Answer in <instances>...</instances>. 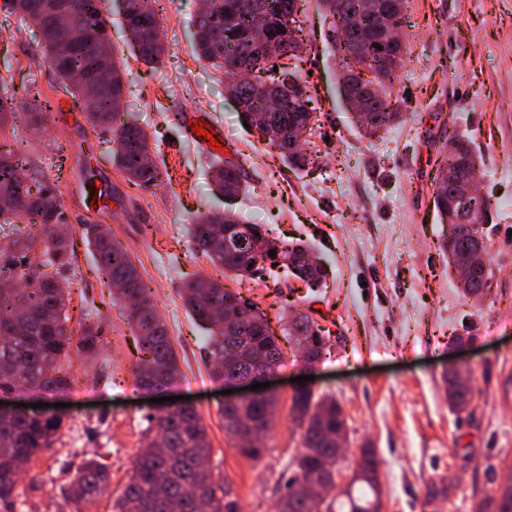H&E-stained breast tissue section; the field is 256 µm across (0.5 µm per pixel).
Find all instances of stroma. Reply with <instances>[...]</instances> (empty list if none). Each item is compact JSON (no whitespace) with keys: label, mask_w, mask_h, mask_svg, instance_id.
<instances>
[{"label":"stroma","mask_w":512,"mask_h":512,"mask_svg":"<svg viewBox=\"0 0 512 512\" xmlns=\"http://www.w3.org/2000/svg\"><path fill=\"white\" fill-rule=\"evenodd\" d=\"M202 0H161L163 64L149 66L129 46L118 0H106L108 31L122 65L125 120L148 134L162 179L131 184L112 157V136L91 128L46 62L35 27L0 11V75L6 97L28 99L30 85L66 102L37 125L18 124L10 140L24 164L51 181L67 153L69 187H57L68 224L102 225L135 260L179 356L173 396L190 397L205 424L210 466L225 477L243 512H276L291 474L299 435L290 416L292 352L274 375L278 399L268 450L250 459L224 433L222 383L201 359L206 331L186 312L183 286L214 278L268 316L273 331L299 311L330 332L311 381L314 394L341 406L347 452L337 468L350 480L364 443L380 462L384 512H472L475 499L496 488L494 475L512 461V0H406L400 35L407 54L391 89L404 121L380 137L352 124L338 90L341 59L324 38L317 0H300L296 18L303 51L299 75L309 87L319 125L308 139L314 161L287 166L256 131L245 128L224 93L225 77L192 48ZM202 111L224 132L229 159L246 174V194L227 197L210 176L214 154L185 139L189 111ZM469 137L483 156L478 188L491 202L484 225L493 271L489 292L467 298L449 273L439 245L443 226L432 205L436 150L449 133ZM94 179L103 213H84L79 192ZM234 214L261 225L278 244L302 243L323 264L320 287H307L283 266L246 280L213 266L190 245L187 227L203 213ZM71 271L69 326L98 324L104 342L95 357L71 358L74 385L59 439L32 460L17 497L0 512H75L63 489L86 457L112 471L106 494L87 512H112L146 439L151 408L134 382L138 353L124 307L113 301L82 238ZM466 338L457 346L456 338ZM468 364L474 395L468 411L448 406L446 368Z\"/></svg>","instance_id":"obj_1"}]
</instances>
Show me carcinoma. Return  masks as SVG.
I'll return each instance as SVG.
<instances>
[{
	"label": "carcinoma",
	"mask_w": 512,
	"mask_h": 512,
	"mask_svg": "<svg viewBox=\"0 0 512 512\" xmlns=\"http://www.w3.org/2000/svg\"><path fill=\"white\" fill-rule=\"evenodd\" d=\"M285 0H206L204 13L193 24V46L201 59L210 61L224 73L235 69L251 57L253 43L249 19L258 12L274 14ZM325 17H339L345 23L368 31L369 44L349 42L341 45L344 59L368 62L372 78L380 93L366 99L364 117H354L355 124L367 136L385 133L401 122V113L383 97L385 88L393 83L397 72L387 69L383 51L375 48L378 38L370 32L366 0H319ZM160 0H129L123 8L127 29L138 38L135 44L139 57L158 65L165 48L155 45L151 32L158 24ZM75 23L87 30V36L66 47V54L53 52L55 35L41 14V0H3V10L16 14L21 21H30L41 36L48 63L55 70L62 88L81 103L88 123L114 133V158L128 180L134 184L152 185L161 180L159 167L146 165L150 152L146 133L139 126L120 120L123 108V84L119 77L104 85L70 87L68 76L73 72L90 75L94 60L103 47L115 49L107 33L101 0H74ZM287 17L272 20L268 34L275 38L282 52H288V35L293 33ZM287 69L273 77L253 83L230 82L224 92L243 104V119L249 128L267 135L270 146L278 150L289 166L303 169L313 157L292 147L295 132L304 128L300 112H270L268 100L277 93L295 94L294 105L307 108L309 89L299 83L288 85ZM22 119L13 100L0 98V129ZM480 157L471 141L463 137L448 138V149L437 172L456 170L467 163L478 164ZM213 180L220 189L238 193L243 184L241 165L224 161L213 170ZM433 203L441 223L448 225L441 248L448 257V267L458 274V287L465 296L486 293L492 272L485 258L473 260L474 236L483 233L491 203L485 199L479 215L473 216L468 199L459 197L452 183L434 177ZM9 215L28 224L29 230L14 236L0 246V282L10 281L22 273L30 288H0V392L26 387L41 396L69 390V373L62 369L72 354L93 356L102 347V329L84 325L81 336L73 339L67 326L65 308L71 303L70 286L62 284L61 276L77 263L73 236H61L56 230L64 213L53 189L36 180L21 166L19 152L0 143V216ZM193 243L213 265L251 276L265 264L277 259L287 263L293 276L317 285L324 278V268H312L306 258L310 250L279 246L261 232L258 224H242L237 231L241 243L233 252H224V217L205 215L190 225ZM82 236L91 248L108 283L122 285L117 298H138L127 308L140 357L135 366V383L139 388L164 389L181 375L178 355L166 324L159 319L149 289L143 284L140 271L129 252L119 243L97 232V225H85ZM275 251L269 255V251ZM181 298L189 314L209 330L206 360L210 374L226 382L249 377L260 371L273 372L284 365L279 337L270 328L264 313L238 292L224 288L215 279L195 278L182 288ZM287 335L297 342L313 341L307 360L318 361L326 345L325 332L307 314H298L288 322ZM448 406L464 412L473 400V378L455 387L445 388ZM277 403L273 395L259 400L221 409L224 430L239 440L243 429L253 427L269 430L272 409ZM290 413L299 431V448L294 474L285 483L279 512H308L304 484L318 475L321 457L330 458L336 469V433L346 428L340 405L331 399L298 394L291 398ZM61 421L27 414H0V502L14 497L16 483L33 458L46 453L56 442ZM147 432L160 440L159 451L135 454L132 474L122 495L113 503L114 512H241L238 498L230 497L231 486L214 478L205 467L211 445L205 425L195 408H175L164 416L148 415ZM112 474L104 462L85 459L65 492L76 504L98 501L108 490ZM379 460L374 448L363 449L352 479L345 491L326 506V512H379L381 502ZM480 512H512V499L497 494L480 498Z\"/></svg>",
	"instance_id": "obj_1"
}]
</instances>
